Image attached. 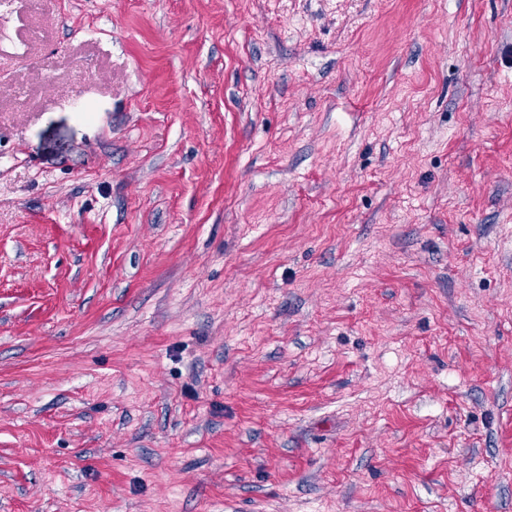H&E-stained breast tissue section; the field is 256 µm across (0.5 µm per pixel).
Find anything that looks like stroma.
Instances as JSON below:
<instances>
[{
  "label": "stroma",
  "mask_w": 512,
  "mask_h": 512,
  "mask_svg": "<svg viewBox=\"0 0 512 512\" xmlns=\"http://www.w3.org/2000/svg\"><path fill=\"white\" fill-rule=\"evenodd\" d=\"M28 23L0 512H512V0Z\"/></svg>",
  "instance_id": "1"
}]
</instances>
